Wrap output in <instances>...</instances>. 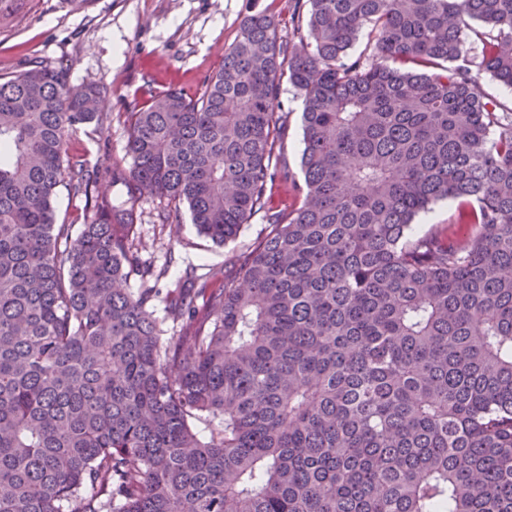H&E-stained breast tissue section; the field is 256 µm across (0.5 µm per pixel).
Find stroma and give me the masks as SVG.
<instances>
[{"instance_id": "35a3bbf8", "label": "stroma", "mask_w": 512, "mask_h": 512, "mask_svg": "<svg viewBox=\"0 0 512 512\" xmlns=\"http://www.w3.org/2000/svg\"><path fill=\"white\" fill-rule=\"evenodd\" d=\"M275 16L287 34L290 0H24L21 9L0 23V73L24 69L35 58L63 66L72 83L97 82L107 87L102 109L111 116L107 130L79 128L69 151L88 167L115 160L130 168L127 155L129 114L150 92L176 89L195 96L203 81L224 61L225 48L239 33L247 7ZM280 110L287 117L279 165L299 173L303 149L300 96L282 84ZM142 211L140 254L168 271L159 289L174 287L187 266L199 273L234 276L239 259L270 226L255 215L235 241L216 245L199 235L187 207L169 211L166 201L147 196Z\"/></svg>"}]
</instances>
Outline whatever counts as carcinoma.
Here are the masks:
<instances>
[{
    "label": "carcinoma",
    "instance_id": "1",
    "mask_svg": "<svg viewBox=\"0 0 512 512\" xmlns=\"http://www.w3.org/2000/svg\"><path fill=\"white\" fill-rule=\"evenodd\" d=\"M293 2L288 39L249 9L197 97L131 113L120 206L98 186L121 162L67 150L110 125L103 87L0 76V512H512V105L482 81L512 87V0ZM285 79L300 181L273 164ZM146 195L215 244L270 226L237 277L167 291L174 340ZM442 200L471 232L414 234ZM84 201L80 197H74L70 191L61 188L56 199L55 209L58 217V223L84 224L90 216L86 215Z\"/></svg>",
    "mask_w": 512,
    "mask_h": 512
}]
</instances>
